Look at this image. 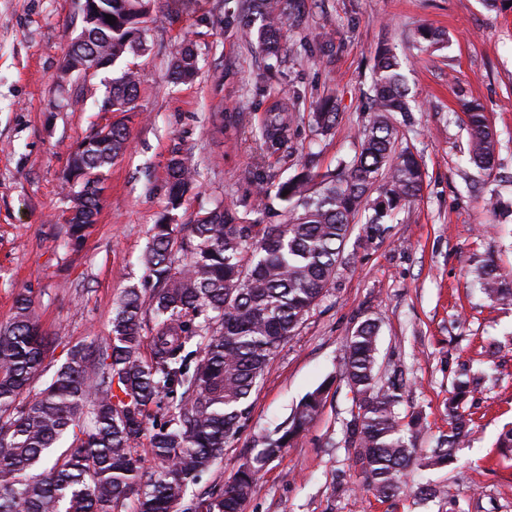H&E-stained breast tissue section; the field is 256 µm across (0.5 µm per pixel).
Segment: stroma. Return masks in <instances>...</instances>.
Masks as SVG:
<instances>
[{
  "label": "stroma",
  "instance_id": "obj_1",
  "mask_svg": "<svg viewBox=\"0 0 512 512\" xmlns=\"http://www.w3.org/2000/svg\"><path fill=\"white\" fill-rule=\"evenodd\" d=\"M298 13L273 60L249 33L239 0H156L148 49L130 59L140 85L138 110L125 117L131 148L104 177L97 224L74 243L63 222L70 188L62 173L90 126L106 119L97 102L108 75L59 81L81 31L78 0H0V325L12 319L18 294L29 295L55 367L70 348L107 336L123 291L147 285L141 257L166 205L172 154L190 158L199 172L176 224L220 203L247 211L256 174L269 175L273 191L303 164L323 172L352 155L368 119L374 58L391 47L418 106L405 133L422 160L423 190L383 240L365 242L354 228L335 284L279 348L239 434L186 496L222 488L260 450L262 436L322 385V407L266 465L245 512H512V458L497 447L512 428V305L487 299L474 272L490 253L512 275V222L497 223L483 208L494 192L512 206V6L302 0ZM420 26L445 32L447 41L417 43ZM187 42L199 75L176 85L169 63ZM328 96L337 98L340 116L321 137L312 114ZM463 98L486 106L498 134L493 174L468 160ZM274 107L297 121L287 147L269 157L254 128ZM221 112L234 115L236 130L224 129ZM373 317L381 323L378 382L400 385L401 421L424 415L417 447L432 448L447 432L444 403L458 375H485L468 403L473 432L454 464L414 467L404 494L384 502L364 491L352 465L345 443L352 394L338 376L346 340ZM424 484L441 496L417 500L413 492Z\"/></svg>",
  "mask_w": 512,
  "mask_h": 512
}]
</instances>
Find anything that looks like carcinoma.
Instances as JSON below:
<instances>
[{"label":"carcinoma","mask_w":512,"mask_h":512,"mask_svg":"<svg viewBox=\"0 0 512 512\" xmlns=\"http://www.w3.org/2000/svg\"><path fill=\"white\" fill-rule=\"evenodd\" d=\"M114 24H87L68 48L64 64L88 57L117 64L147 51L135 37L153 0H96ZM262 18L258 44L269 58L282 51L281 33L294 19L297 0H243ZM198 60L184 44L170 66L171 82L198 75ZM372 110L355 135V152L336 168L304 170L278 184L276 198L289 214L283 224L248 221L236 209L203 210L182 228L169 213L182 207L197 168L175 153L167 164V213L152 228L142 263L154 281L149 296L124 291L102 341L71 348L66 361L35 398L20 397L43 370L50 341L32 312L16 300L0 328V512H244L264 466L302 432L323 405L324 386L309 392L261 450L209 498L185 500L188 484L209 471L241 427L249 399L280 346L335 284L352 224L366 215L364 237L383 238L396 212L421 192L424 170L403 141L400 127L412 111L396 55L375 60ZM137 73L126 67L112 78L101 106L127 112L138 99ZM471 163L492 173L499 140L486 107L462 100ZM297 116L266 112L258 122L260 147L275 153L288 143ZM338 107L326 100L314 113L324 136L336 126ZM130 145L123 122L105 136H85L63 179L76 187L69 240H82L101 207L102 174ZM287 195H282L283 191ZM478 284L496 302H512L508 281L490 259L478 267ZM155 320L150 353L144 352L147 314ZM379 320L362 321L346 341L339 376L354 394L345 441L364 484L384 501L403 490L414 466H443L465 444L473 419L465 400L471 380L456 379L445 403L448 433L422 452L405 436L396 411L398 395L378 385ZM196 349H188L191 342ZM180 392L168 419L151 421L150 406ZM70 440V454L39 466ZM158 462L143 479L138 447Z\"/></svg>","instance_id":"1"}]
</instances>
